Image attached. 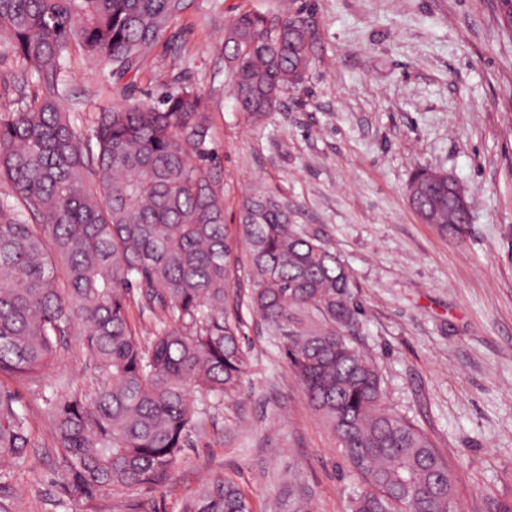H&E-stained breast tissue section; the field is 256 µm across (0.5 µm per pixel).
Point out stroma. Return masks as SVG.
Wrapping results in <instances>:
<instances>
[{"instance_id": "obj_1", "label": "stroma", "mask_w": 512, "mask_h": 512, "mask_svg": "<svg viewBox=\"0 0 512 512\" xmlns=\"http://www.w3.org/2000/svg\"><path fill=\"white\" fill-rule=\"evenodd\" d=\"M318 40L305 83L259 119L229 93L225 23L240 11L278 14L281 0H195L148 69L120 81L73 58L65 101L90 123L96 105L147 102L187 73L211 92L224 216L246 189L288 200L348 263L379 365L385 404L421 428L453 469L463 512L485 495L512 499V37L495 0H299ZM453 176L470 220L461 234L422 223L406 189L419 169ZM249 367L223 402L196 401L198 421L166 482L95 502L64 495L65 469L43 395L66 380H100L71 336L38 381L9 388L35 443L26 462H0L12 512H180L221 476L253 512H346L348 477L336 440L308 405L263 322L242 308Z\"/></svg>"}]
</instances>
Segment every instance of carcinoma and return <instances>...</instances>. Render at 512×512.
Instances as JSON below:
<instances>
[{
  "label": "carcinoma",
  "mask_w": 512,
  "mask_h": 512,
  "mask_svg": "<svg viewBox=\"0 0 512 512\" xmlns=\"http://www.w3.org/2000/svg\"><path fill=\"white\" fill-rule=\"evenodd\" d=\"M190 0H0V47L37 90L0 107V460L22 464L31 430L4 380H36L79 329L101 380L92 394L60 384L44 399L67 481L94 502L167 479L198 411L248 369L240 275L307 402L334 434L352 479L347 512H448L456 477L428 435L384 405L381 371L358 343L363 311L347 265L323 236L292 223L288 201L253 189L231 262L224 181L212 165L208 94L176 77L150 103L94 108L77 124L74 54L112 78H135ZM300 11L270 26L251 11L227 23L225 57L240 111L258 118L305 81L316 34ZM426 224L464 217L429 199ZM154 324L144 340L129 304ZM180 512H252L217 478Z\"/></svg>",
  "instance_id": "carcinoma-1"
}]
</instances>
